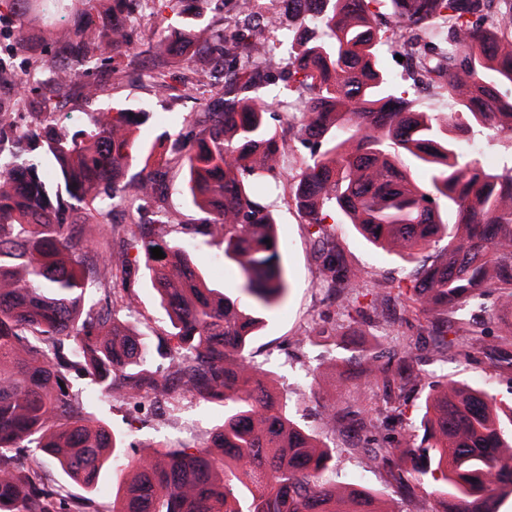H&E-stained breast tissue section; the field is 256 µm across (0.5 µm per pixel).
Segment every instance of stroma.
Returning <instances> with one entry per match:
<instances>
[{"mask_svg":"<svg viewBox=\"0 0 512 512\" xmlns=\"http://www.w3.org/2000/svg\"><path fill=\"white\" fill-rule=\"evenodd\" d=\"M18 26V9L13 0H0V62L9 66L12 75L27 77L31 83V104L19 107L16 117L17 125L25 127L35 123L44 98V75L36 63L49 59L52 48L43 43L32 54L15 53ZM112 66V61L103 57L76 77L75 89L62 99L65 114L72 117L67 131H76L77 118L86 114L143 110L150 113L151 119L141 128L140 137L144 144L153 143L164 150L169 139L188 130L196 112L202 111L208 101L201 90L192 86L181 88L175 98L158 95L149 78L120 80L113 74ZM85 83L98 85L96 98L81 95L79 87ZM163 206L170 218V239L179 244L191 243L192 252L204 265L213 287L229 286L227 273L213 267L215 259L223 258L224 247L211 237L194 233L193 227L199 224L201 214L190 203L183 173L174 165L167 169ZM276 217L289 290L278 307L267 311L264 327L249 345L254 363L266 370L270 388L287 400L295 421L335 449L337 480L345 481L355 472H362L363 486L377 492L383 512H436L438 504L432 496L419 491L408 494L385 470L370 465L358 449L355 424L334 427L329 418L330 408L344 407L354 396H361L367 417L375 424L376 435H391L394 462L407 473L415 462L414 436L419 431L422 405L432 385L451 379L465 380L508 404L512 402V376L489 367L482 353L466 344L445 355L425 353L428 366L409 399L404 425L389 431L380 412L381 392L375 383L365 379L364 357L380 349L403 353L424 337L425 331L414 314L394 301L389 304L387 317L372 320L371 297L381 285L408 280L414 264L431 262L434 248L422 250L410 262L403 258L399 246L381 249L360 237L351 225H336V242L350 271L357 276L362 295L333 296L316 285L318 263L309 228L287 196H278ZM129 280L135 291L129 322L144 342L156 346L158 337L167 333L169 321L143 262L131 265ZM319 327L335 331L336 345H328L316 335ZM83 400L91 412L104 416L113 429L125 433L127 443L139 450L159 441L199 445L224 418L223 407L193 401L182 402L180 410L171 415L154 418L148 405L120 398L105 403L92 388L84 391ZM136 416L143 418V425L129 429L128 420Z\"/></svg>","mask_w":512,"mask_h":512,"instance_id":"obj_1","label":"stroma"}]
</instances>
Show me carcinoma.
<instances>
[{"mask_svg": "<svg viewBox=\"0 0 512 512\" xmlns=\"http://www.w3.org/2000/svg\"><path fill=\"white\" fill-rule=\"evenodd\" d=\"M22 2L18 53L33 50L28 25L47 20L62 0ZM208 2L82 0L70 24L49 31L54 57L46 67L56 91L105 54L135 70L142 53L123 22L147 9L183 14L193 4L176 58L192 84L224 107L197 113L167 153L183 169L207 233L224 245L238 295L210 287L191 253L167 239L163 220L133 221L118 252L76 230L109 223L117 208L139 214L161 200L160 174L136 136L150 113L95 115L70 135L44 105L33 126L0 125V144L11 143L0 152V512H100L93 494L117 460L132 476L112 512H383L375 493L336 482L332 450L292 419L246 356L259 314L287 289L268 188L293 155L288 190L309 226L319 287L334 295L356 290L328 227L350 224L377 247L400 244L410 261L438 247L416 269L411 293L397 294L424 315L437 353L486 335L475 311L491 296L502 318L512 317V165H481L464 139L492 130L512 143V0H391L383 23L371 10L378 0H312L315 22L305 6L284 11L283 0H242L222 29L198 21ZM282 17L295 26L280 71ZM382 47L409 60L410 86L383 69ZM145 53L155 57L150 78L163 95L171 89L169 48L150 45ZM274 81L287 83L288 97L251 95ZM422 89L448 99L452 111H422L414 97ZM277 116L296 128L293 141L307 152L295 155L271 123ZM155 247L165 258L152 257ZM131 248L168 311L160 356L192 399L224 406L214 432L219 459L166 443L132 456L123 434L81 400L86 384L107 400L123 395L165 414L179 409L122 318L133 305L125 277ZM102 268L111 284L104 301L91 304L98 284L91 273ZM511 335L486 353L502 372L512 371ZM421 360L411 351L365 356L393 424L421 381ZM357 425L371 442L367 461L392 469L387 439L363 418ZM420 429L414 485L429 488L445 512H500L512 497V460L504 456L512 407L450 381L426 396ZM54 468L85 495L72 494Z\"/></svg>", "mask_w": 512, "mask_h": 512, "instance_id": "1", "label": "carcinoma"}]
</instances>
